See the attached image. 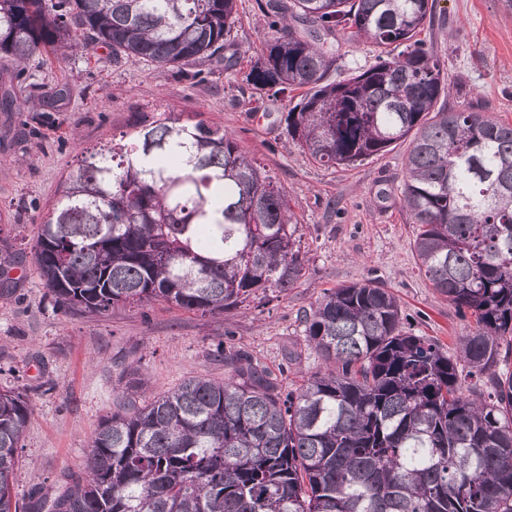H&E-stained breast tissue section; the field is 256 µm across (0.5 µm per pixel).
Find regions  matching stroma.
<instances>
[{
	"mask_svg": "<svg viewBox=\"0 0 512 512\" xmlns=\"http://www.w3.org/2000/svg\"><path fill=\"white\" fill-rule=\"evenodd\" d=\"M233 31L246 56L205 79L149 63L113 66L108 50L74 55L49 48L28 65L42 93L67 95L39 112H0V242L16 254L12 288L0 296V390L25 393L32 413L14 477V495H50L64 472L81 473L89 442L116 395L143 403L193 377L223 379L218 344L248 352L297 387L322 366L301 318L325 290L374 281L399 299L415 334L455 348L471 324L431 287L401 204L409 141L346 168L316 163L289 141L285 101L250 102L249 59L271 36L256 0H238ZM421 38L448 74L449 105L478 101L512 123V0H437ZM170 110L220 125L284 188L297 220L304 274L269 304L244 303L206 317L158 301L82 315L54 305L34 258L39 226L58 188L86 151L125 131L136 113Z\"/></svg>",
	"mask_w": 512,
	"mask_h": 512,
	"instance_id": "1",
	"label": "stroma"
}]
</instances>
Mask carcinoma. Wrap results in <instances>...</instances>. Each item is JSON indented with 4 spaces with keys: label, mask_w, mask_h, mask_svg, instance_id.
Listing matches in <instances>:
<instances>
[{
    "label": "carcinoma",
    "mask_w": 512,
    "mask_h": 512,
    "mask_svg": "<svg viewBox=\"0 0 512 512\" xmlns=\"http://www.w3.org/2000/svg\"><path fill=\"white\" fill-rule=\"evenodd\" d=\"M276 36L250 60L256 102H290L288 138L322 166H352L412 138L402 200L434 290L474 319L456 355L405 331L372 283L323 294L303 316L325 368L297 388L239 350L221 381L192 378L112 412L84 475H61L25 512H512V124L447 105L419 39L435 0H257ZM237 0H0V60L47 46L109 50L115 65L233 70ZM340 32L371 43L366 69L330 75ZM0 88V110L36 107ZM283 191L233 135L160 111L81 155L38 234L39 278L98 315L165 301L203 316L278 298L303 273ZM487 394L464 393L468 377ZM31 414L0 391V512Z\"/></svg>",
    "instance_id": "1"
}]
</instances>
